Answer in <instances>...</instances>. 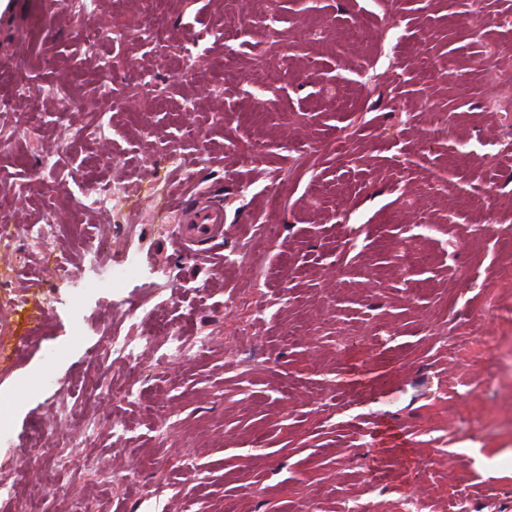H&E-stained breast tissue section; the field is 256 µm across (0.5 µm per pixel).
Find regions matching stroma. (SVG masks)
<instances>
[{
	"label": "stroma",
	"mask_w": 512,
	"mask_h": 512,
	"mask_svg": "<svg viewBox=\"0 0 512 512\" xmlns=\"http://www.w3.org/2000/svg\"><path fill=\"white\" fill-rule=\"evenodd\" d=\"M65 11L19 0L0 28V85L26 84L36 109L31 135L0 145L14 192L0 307L25 301L0 335V484L68 485L43 512H137L159 487L167 512H340L350 497L398 512L406 496L422 512H512V87L489 90L512 0H399L383 62L352 30L382 0H100L82 34ZM271 69L281 80L262 89ZM137 70L150 93L133 91ZM93 184L126 189L110 223L81 208ZM178 185L224 203L210 256L172 246ZM48 220L50 256L28 235ZM271 220L262 262L289 268L284 290L224 264ZM91 247L104 266L134 252L177 275L176 304L155 314L193 347L180 365L157 336L138 374L97 370L109 340L149 330L122 305L152 291L131 283L74 315ZM283 291L287 309L250 323ZM60 400L78 418L54 421ZM52 423L77 442L56 470L37 451ZM378 425L409 447L378 445Z\"/></svg>",
	"instance_id": "stroma-1"
}]
</instances>
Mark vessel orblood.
Returning <instances> with one entry per match:
<instances>
[{"instance_id": "b4317fda", "label": "vessel or blood", "mask_w": 512, "mask_h": 512, "mask_svg": "<svg viewBox=\"0 0 512 512\" xmlns=\"http://www.w3.org/2000/svg\"><path fill=\"white\" fill-rule=\"evenodd\" d=\"M174 244L183 254L199 256L224 241V207L205 193L190 203L176 202Z\"/></svg>"}]
</instances>
